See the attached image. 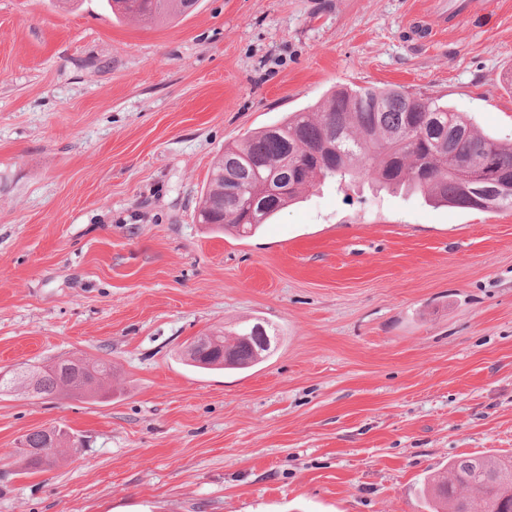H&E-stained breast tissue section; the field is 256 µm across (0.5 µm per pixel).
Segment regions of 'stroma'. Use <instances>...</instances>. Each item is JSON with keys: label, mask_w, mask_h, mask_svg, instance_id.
<instances>
[{"label": "stroma", "mask_w": 512, "mask_h": 512, "mask_svg": "<svg viewBox=\"0 0 512 512\" xmlns=\"http://www.w3.org/2000/svg\"><path fill=\"white\" fill-rule=\"evenodd\" d=\"M0 0V373L105 358L110 398L0 394V512H428L512 456V209L328 182L249 237L197 218L226 145L399 86L512 138V0ZM269 324L248 372L194 337ZM71 440L25 472L35 430ZM112 13L119 18L166 21L192 12L198 0H111ZM193 9L190 10V8ZM260 323L242 326L235 332L232 343L228 342L224 330L205 336H198L185 348L183 357L188 365L201 370H247L262 363L270 354L275 336H271L265 329L266 335L271 337L269 348L255 345L249 347L251 340L244 336ZM244 344H242L238 337ZM214 339V342L212 341ZM224 350H229V356L224 358Z\"/></svg>", "instance_id": "obj_1"}]
</instances>
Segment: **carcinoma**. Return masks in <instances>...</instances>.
<instances>
[{"instance_id": "obj_1", "label": "carcinoma", "mask_w": 512, "mask_h": 512, "mask_svg": "<svg viewBox=\"0 0 512 512\" xmlns=\"http://www.w3.org/2000/svg\"><path fill=\"white\" fill-rule=\"evenodd\" d=\"M198 0H111L119 18L166 21L190 13ZM369 179L388 190H417L434 205L492 211L512 208V188L477 189L512 181V142L478 134L460 112L399 87L340 88L320 108L295 112L283 122L224 149L202 194L198 221L246 237L286 205L325 181ZM224 331L199 336L185 348L188 365L201 370H247L270 349L249 347ZM112 363L62 358L20 376L0 377V392L33 398L75 393L106 395ZM69 440L52 427L23 437L16 455L31 471L54 465ZM430 512H512V458L465 456L448 463L426 490Z\"/></svg>"}]
</instances>
